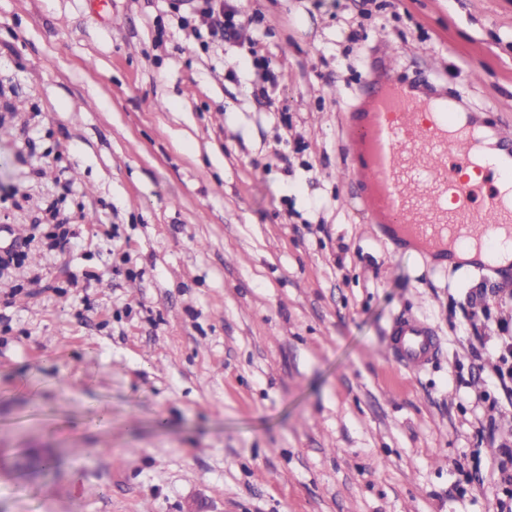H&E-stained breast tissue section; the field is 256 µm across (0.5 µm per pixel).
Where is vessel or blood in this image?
Here are the masks:
<instances>
[{
    "label": "vessel or blood",
    "mask_w": 512,
    "mask_h": 512,
    "mask_svg": "<svg viewBox=\"0 0 512 512\" xmlns=\"http://www.w3.org/2000/svg\"><path fill=\"white\" fill-rule=\"evenodd\" d=\"M369 98L352 126L345 169L383 192L393 223L428 255L472 246L491 255L512 241V134L493 130L509 163L484 169L474 182L467 171L477 166L482 141L455 103L421 96L388 68ZM388 348L415 370L438 353L431 327L417 318L395 321Z\"/></svg>",
    "instance_id": "obj_1"
}]
</instances>
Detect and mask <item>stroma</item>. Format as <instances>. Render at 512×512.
<instances>
[{"label": "stroma", "mask_w": 512, "mask_h": 512, "mask_svg": "<svg viewBox=\"0 0 512 512\" xmlns=\"http://www.w3.org/2000/svg\"><path fill=\"white\" fill-rule=\"evenodd\" d=\"M232 3L255 46L0 0V512H494L506 275L393 252L344 153L385 43L512 129V0ZM388 350L405 367L424 369L437 355L438 343L431 327L417 318L397 319L392 329Z\"/></svg>", "instance_id": "obj_1"}]
</instances>
